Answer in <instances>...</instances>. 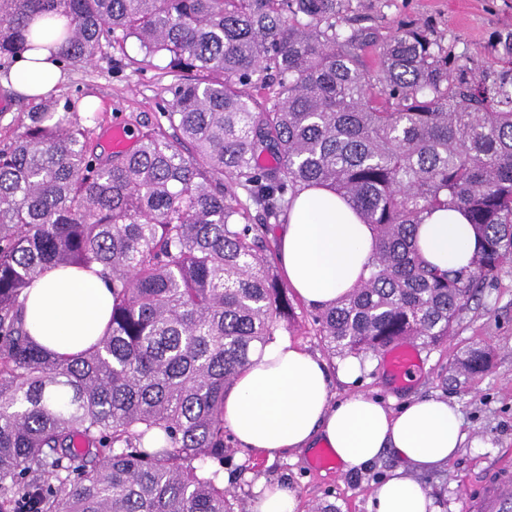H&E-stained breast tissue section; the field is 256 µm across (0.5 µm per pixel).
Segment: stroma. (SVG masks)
Wrapping results in <instances>:
<instances>
[{
    "mask_svg": "<svg viewBox=\"0 0 512 512\" xmlns=\"http://www.w3.org/2000/svg\"><path fill=\"white\" fill-rule=\"evenodd\" d=\"M342 16L346 29L374 32L379 41L400 26L426 24L460 64L478 71H496L506 44L512 43V0H346ZM173 81L166 70L144 63L138 45L130 40L121 47L103 46L91 65L67 70L57 96L97 98L99 123L93 144L97 153L107 155L113 127L133 131L160 121ZM292 305L297 324L279 323L277 332L326 363L333 400L364 395L392 401L398 408L413 399L434 397L456 406L465 442L447 466L415 476L438 512H469L470 500L489 482L512 475V264L463 311L453 336L439 347H420L421 373L405 387L395 385L386 372L383 355L372 353L364 356L356 381H343L338 375L341 355L331 352L310 326L311 306L297 298ZM475 345L491 350L489 369L453 382L457 360ZM312 458L309 452L287 451L270 461L232 444L224 461V471L232 477L228 489L242 499L244 512L252 508L253 487L260 479L287 484L296 495V512H310L318 503L335 504L338 512H369L380 482L400 464L390 450L346 471L334 466L314 469Z\"/></svg>",
    "mask_w": 512,
    "mask_h": 512,
    "instance_id": "35a3bbf8",
    "label": "stroma"
}]
</instances>
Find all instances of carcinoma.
I'll list each match as a JSON object with an SVG mask.
<instances>
[{
	"instance_id": "cac0c4a2",
	"label": "carcinoma",
	"mask_w": 512,
	"mask_h": 512,
	"mask_svg": "<svg viewBox=\"0 0 512 512\" xmlns=\"http://www.w3.org/2000/svg\"><path fill=\"white\" fill-rule=\"evenodd\" d=\"M344 2L0 0V68L47 40L70 68L134 39L176 77L166 124L131 152L94 153L96 113L50 96L0 146V512H237L224 398L293 318L267 233L305 187L376 236L368 276L312 315L333 352L437 347L512 263V51L475 74L414 25L371 76L373 35L339 24ZM453 209L477 248L443 270L414 233ZM94 266L112 284L105 334L70 357L38 348L27 289ZM491 360L473 347L455 372Z\"/></svg>"
}]
</instances>
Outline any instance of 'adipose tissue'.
Instances as JSON below:
<instances>
[{
    "label": "adipose tissue",
    "instance_id": "adipose-tissue-1",
    "mask_svg": "<svg viewBox=\"0 0 512 512\" xmlns=\"http://www.w3.org/2000/svg\"><path fill=\"white\" fill-rule=\"evenodd\" d=\"M59 51L47 42L17 60L5 86L26 99L56 89L64 80L55 61ZM416 236L429 263L468 266L475 234L460 211L433 212ZM374 248V230L356 210L331 190L306 188L280 232L277 261L296 295L323 308L358 286ZM111 298L108 283L94 271L45 270L28 291L27 328L56 355L76 354L103 335ZM224 421L243 448L271 460L319 441L346 471L393 450L402 465L378 487L373 512H436L412 474L448 464L466 438L445 400L417 399L396 413L361 395L332 401L325 362L285 337L254 349L224 400Z\"/></svg>",
    "mask_w": 512,
    "mask_h": 512
}]
</instances>
